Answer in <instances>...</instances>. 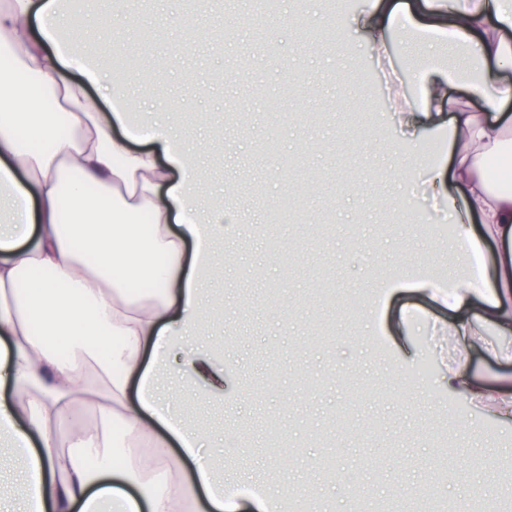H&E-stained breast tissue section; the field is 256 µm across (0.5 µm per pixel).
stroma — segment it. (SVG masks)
<instances>
[{
	"mask_svg": "<svg viewBox=\"0 0 512 512\" xmlns=\"http://www.w3.org/2000/svg\"><path fill=\"white\" fill-rule=\"evenodd\" d=\"M366 3L336 0L331 14L323 0H280L268 14L259 0H77L87 24L73 46L107 70L130 47L150 57L135 112L205 142L202 203L239 216L206 284L213 317L189 340L223 366L224 393L167 380L185 389L181 412L207 431L218 475L242 490L259 478L307 488V512H351L358 498L410 512L429 485L467 506L512 490V421L442 385L456 360L448 311L405 283L462 258L428 170L402 167L433 139L408 140L392 118L349 23ZM398 318L403 344L389 334ZM467 364L512 389L511 361L477 348Z\"/></svg>",
	"mask_w": 512,
	"mask_h": 512,
	"instance_id": "obj_1",
	"label": "stroma"
}]
</instances>
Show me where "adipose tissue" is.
Returning <instances> with one entry per match:
<instances>
[{
	"instance_id": "obj_1",
	"label": "adipose tissue",
	"mask_w": 512,
	"mask_h": 512,
	"mask_svg": "<svg viewBox=\"0 0 512 512\" xmlns=\"http://www.w3.org/2000/svg\"><path fill=\"white\" fill-rule=\"evenodd\" d=\"M400 0H370L353 24L376 53L399 19ZM411 29L436 42L448 34L465 59L450 73L428 63L415 74L418 99L401 98L400 123L423 126L448 144L449 160L430 162L429 193L456 226L455 248L474 254L481 237L500 241L497 261L464 267L436 288L450 311L459 351L493 347L512 360V190L494 187L489 166L512 147V0H417ZM59 0H9L0 8V369L19 400L0 399V428L25 461L15 479L26 490L21 512H288L289 494L254 485L225 498L224 482L201 458L202 436L174 412L162 381L171 366L224 389V372L188 350L202 331L204 281L223 212L204 210L192 147L172 127L135 119L130 77L82 63L72 78V50L61 37ZM104 85L101 111L88 92ZM461 85L465 104L448 95ZM482 230L474 232L471 223ZM484 303L489 345L468 313ZM90 359L92 376L80 372ZM106 422L76 428L60 447V424L77 406ZM151 433L150 458L112 454L116 430ZM178 444L194 459L175 488L156 489L145 474L165 469Z\"/></svg>"
}]
</instances>
